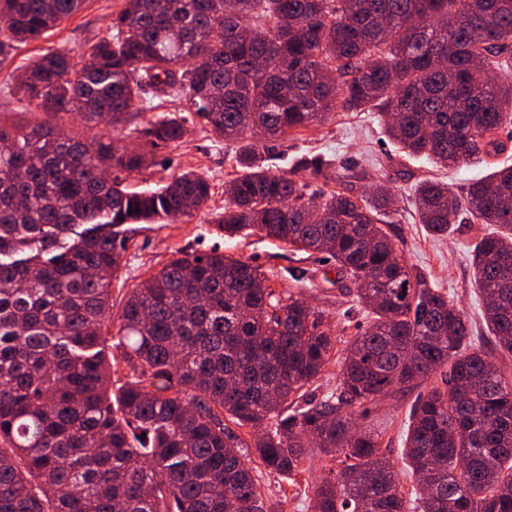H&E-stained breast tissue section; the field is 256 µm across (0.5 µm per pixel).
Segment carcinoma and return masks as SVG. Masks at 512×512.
Wrapping results in <instances>:
<instances>
[{
	"label": "carcinoma",
	"instance_id": "cac0c4a2",
	"mask_svg": "<svg viewBox=\"0 0 512 512\" xmlns=\"http://www.w3.org/2000/svg\"><path fill=\"white\" fill-rule=\"evenodd\" d=\"M86 0H0V57L39 40ZM184 37L174 41L172 23ZM109 34L55 50L10 92L46 120L0 123V512H270L243 449L292 479L315 443L343 457L307 484L311 512H512V371L474 345L468 316L396 255L380 222L393 204L336 191L306 205V185L239 150L241 173L217 220L324 253L356 285L347 311L370 322L347 343L336 394L300 404L336 347L320 312L276 293L257 267L213 250L170 261L112 314V278L129 224H166L210 197L186 171L154 191L126 180L199 118L213 135L271 138L336 108L379 107L409 155L453 167L507 150L512 0H125ZM189 91L195 111L161 112L131 132L140 99ZM82 114L94 132L61 133ZM419 219L448 234L462 214L492 224L471 255L496 350L512 354V166L462 195L426 180ZM118 340L109 351L112 325ZM130 375L112 394V367ZM419 391L402 457L407 500L370 418L392 393ZM255 435L248 444L235 428Z\"/></svg>",
	"mask_w": 512,
	"mask_h": 512
}]
</instances>
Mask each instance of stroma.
<instances>
[{"label": "stroma", "instance_id": "1", "mask_svg": "<svg viewBox=\"0 0 512 512\" xmlns=\"http://www.w3.org/2000/svg\"><path fill=\"white\" fill-rule=\"evenodd\" d=\"M122 6L123 0H87L79 13L50 36L18 46L0 61V84L46 52L73 47L88 37L106 36L111 14ZM256 145L271 171L285 172L307 183V193L315 199L345 187L358 196L376 184H385L394 204L384 221L402 260L464 309L472 321L474 335L488 336L482 319V297L474 285L471 253L475 244L492 232V225L464 222L455 225L447 236H433L419 222L415 191L422 179L435 177L447 182L455 193L465 192L470 182L491 173L492 165L477 160L446 171L425 159L407 156L389 137L375 109L348 112L339 107L322 123L278 138H260ZM239 147V142L214 137L198 120L190 125L182 141L156 149L149 166L129 176L127 183L133 190H154L183 171L193 170L209 181L211 196L200 210L177 222L132 225L129 249L112 280L113 311H120L132 289L169 260L217 248L225 255L258 266L274 290L302 295L322 312L325 324L336 337L349 340L356 324H367L368 319L361 313L354 319L346 318L345 310L356 287L337 275L333 263L324 261L322 255L307 254L257 233L230 239L217 228L215 220L229 203L225 186L238 174ZM412 400L409 394L389 395L369 420L407 491L415 479L405 468L401 448ZM257 475L272 512H308L305 496L296 493L287 476L262 467Z\"/></svg>", "mask_w": 512, "mask_h": 512}]
</instances>
